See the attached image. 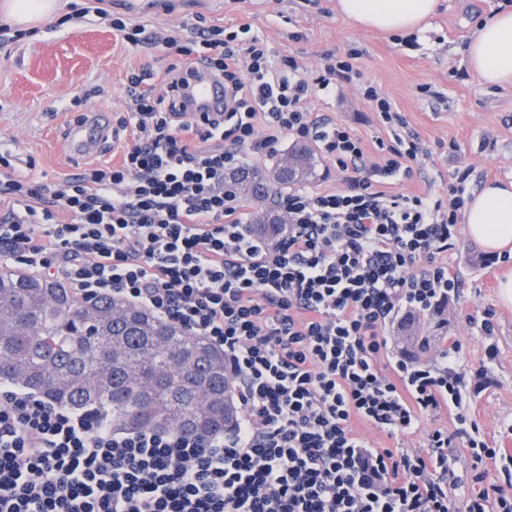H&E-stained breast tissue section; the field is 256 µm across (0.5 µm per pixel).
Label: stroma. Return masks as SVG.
I'll list each match as a JSON object with an SVG mask.
<instances>
[{
	"label": "stroma",
	"instance_id": "35a3bbf8",
	"mask_svg": "<svg viewBox=\"0 0 512 512\" xmlns=\"http://www.w3.org/2000/svg\"><path fill=\"white\" fill-rule=\"evenodd\" d=\"M114 0L113 12L146 25L148 30L183 32L197 18L263 38L273 63L287 56L308 70L324 57L357 51L361 82L342 83L311 104L351 126L370 159H378L379 140L388 134L361 83L378 88L422 141L419 161L424 177L396 179L392 191L441 193L457 167L472 171L471 191L489 181H512V87L485 85L471 71L468 44L478 21L504 10L512 0H438V9L422 28L384 33L355 26L336 12V0ZM159 49L135 51L116 31L95 22L59 24L44 20L33 36L0 46V144L35 161V175L55 186L76 173L65 156L59 129L69 119L73 98L109 112L118 125L127 113L124 94L131 69L150 68L162 76L171 64ZM461 286L442 313L415 315L412 327L396 323L388 330L392 344L409 347L410 336L427 339L415 349L422 362H434L449 340L460 345L457 365L465 375L464 403L473 422L493 446L512 456V305L500 298L499 281L512 274V257L485 250L460 235L447 255ZM492 314L495 330L480 324Z\"/></svg>",
	"mask_w": 512,
	"mask_h": 512
}]
</instances>
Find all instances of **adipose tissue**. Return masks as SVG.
I'll return each instance as SVG.
<instances>
[{
  "label": "adipose tissue",
  "instance_id": "adipose-tissue-1",
  "mask_svg": "<svg viewBox=\"0 0 512 512\" xmlns=\"http://www.w3.org/2000/svg\"><path fill=\"white\" fill-rule=\"evenodd\" d=\"M438 0H336L337 10L356 25L406 31L431 16ZM469 63L481 82H512V12L479 21L468 47ZM469 238L489 250L512 246V183L484 185L464 211Z\"/></svg>",
  "mask_w": 512,
  "mask_h": 512
}]
</instances>
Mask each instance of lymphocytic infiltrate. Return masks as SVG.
<instances>
[{
  "label": "lymphocytic infiltrate",
  "instance_id": "f902f5d3",
  "mask_svg": "<svg viewBox=\"0 0 512 512\" xmlns=\"http://www.w3.org/2000/svg\"><path fill=\"white\" fill-rule=\"evenodd\" d=\"M129 48H164L224 81L216 117L186 118L151 70L130 72L131 141L115 165H88L56 187L34 160L0 149V259L63 280L81 299L118 296L224 353L238 407L229 430L116 429L107 412L78 411L0 382V512H512L489 481L502 459L463 405L459 344L424 364L395 353L386 329L402 310L438 312L459 282L440 258L454 248L469 168L447 198L389 192L411 178L424 149L376 87L363 88L390 142L369 160L362 139L308 103L353 81L350 57H326L317 76L295 58L272 65L263 39L201 23L176 37L86 0L87 17ZM313 143L341 188H293L278 206L276 244L252 233L226 172L280 137ZM437 425L422 449L405 442L422 418ZM364 423L398 440L376 447ZM479 491L463 493L456 449Z\"/></svg>",
  "mask_w": 512,
  "mask_h": 512
}]
</instances>
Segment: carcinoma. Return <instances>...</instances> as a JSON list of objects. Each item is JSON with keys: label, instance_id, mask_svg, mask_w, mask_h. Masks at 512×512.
<instances>
[{"label": "carcinoma", "instance_id": "cac0c4a2", "mask_svg": "<svg viewBox=\"0 0 512 512\" xmlns=\"http://www.w3.org/2000/svg\"><path fill=\"white\" fill-rule=\"evenodd\" d=\"M311 150L293 146L272 169L249 167L232 189L257 204V231L276 239L266 202L311 174ZM0 380L75 410H107L125 430L177 426L196 435L236 417L224 353L115 298L79 300L60 279L0 268Z\"/></svg>", "mask_w": 512, "mask_h": 512}]
</instances>
